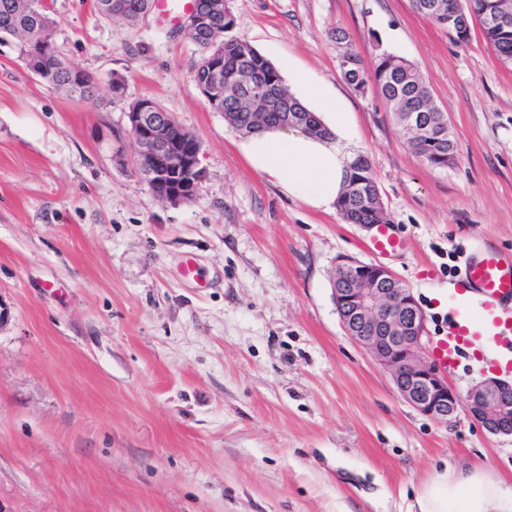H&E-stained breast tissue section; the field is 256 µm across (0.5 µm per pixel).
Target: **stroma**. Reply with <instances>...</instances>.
<instances>
[{"mask_svg":"<svg viewBox=\"0 0 512 512\" xmlns=\"http://www.w3.org/2000/svg\"><path fill=\"white\" fill-rule=\"evenodd\" d=\"M44 4L56 53L97 98L0 49V512H409L463 468L512 487V437L408 405L332 294L341 258L384 265L435 337L460 256L512 253V65L479 25L460 45L411 0H227L233 38L349 112L346 148L369 160L403 243L379 255L369 225L249 167L185 32L103 18L94 0ZM338 30L364 60L419 67L454 164L421 161L382 98L347 84ZM146 97L201 145L192 201L160 200L133 165L127 112Z\"/></svg>","mask_w":512,"mask_h":512,"instance_id":"1","label":"stroma"}]
</instances>
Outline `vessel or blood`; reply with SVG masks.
Listing matches in <instances>:
<instances>
[{"label":"vessel or blood","mask_w":512,"mask_h":512,"mask_svg":"<svg viewBox=\"0 0 512 512\" xmlns=\"http://www.w3.org/2000/svg\"><path fill=\"white\" fill-rule=\"evenodd\" d=\"M400 246L390 225H374L372 251L389 254ZM453 288L457 298L472 308L476 317L462 320L449 314L446 332L432 346L435 364L452 372L459 367L463 354L476 358L489 351L511 366L512 255L492 245L474 248L457 267Z\"/></svg>","instance_id":"vessel-or-blood-1"}]
</instances>
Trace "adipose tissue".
Here are the masks:
<instances>
[{
    "label": "adipose tissue",
    "instance_id": "ef3b65f1",
    "mask_svg": "<svg viewBox=\"0 0 512 512\" xmlns=\"http://www.w3.org/2000/svg\"><path fill=\"white\" fill-rule=\"evenodd\" d=\"M295 81L300 97L317 108L324 133L266 129L245 137L239 149L257 173L288 196L328 211L336 206L353 160L343 146L348 115L326 85L300 74ZM417 512H512V489L477 469L442 474L421 488Z\"/></svg>",
    "mask_w": 512,
    "mask_h": 512
}]
</instances>
